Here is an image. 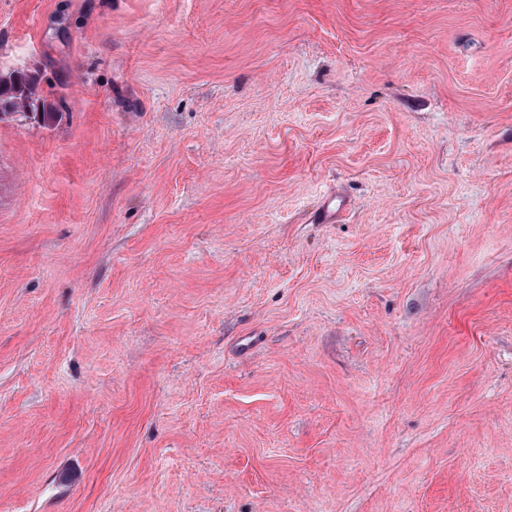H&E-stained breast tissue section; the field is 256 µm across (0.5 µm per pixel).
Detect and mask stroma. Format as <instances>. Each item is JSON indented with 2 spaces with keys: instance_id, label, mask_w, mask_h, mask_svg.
I'll list each match as a JSON object with an SVG mask.
<instances>
[{
  "instance_id": "1",
  "label": "stroma",
  "mask_w": 512,
  "mask_h": 512,
  "mask_svg": "<svg viewBox=\"0 0 512 512\" xmlns=\"http://www.w3.org/2000/svg\"><path fill=\"white\" fill-rule=\"evenodd\" d=\"M11 71L0 512H512V0H0ZM62 104L47 102L38 94V76L13 72L0 77V110L39 116L43 121L61 118Z\"/></svg>"
}]
</instances>
